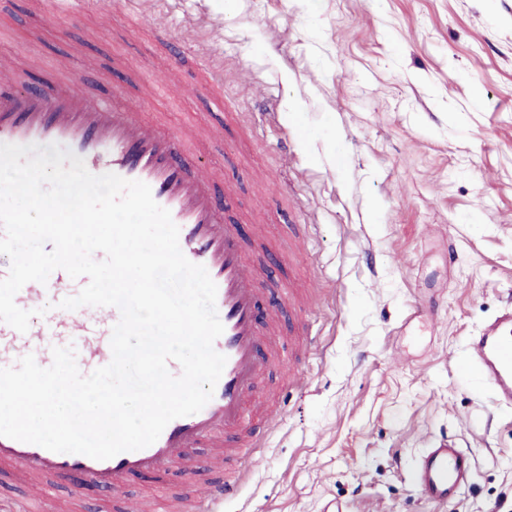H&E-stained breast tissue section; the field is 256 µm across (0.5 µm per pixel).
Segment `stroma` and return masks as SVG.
I'll return each instance as SVG.
<instances>
[{
	"mask_svg": "<svg viewBox=\"0 0 512 512\" xmlns=\"http://www.w3.org/2000/svg\"><path fill=\"white\" fill-rule=\"evenodd\" d=\"M32 2L0 0V59L26 63L0 67V90L128 94L170 84L167 55L223 58V107L188 75L139 117L213 129L190 172L223 171L225 221L296 249L310 273L263 264L322 294L305 382L261 381L279 392L253 415L269 439L217 512H512V408L466 368L471 336L512 304V0H90L72 17ZM448 436L475 469L437 504L411 467ZM165 486L205 491L136 476L134 512H165Z\"/></svg>",
	"mask_w": 512,
	"mask_h": 512,
	"instance_id": "1",
	"label": "stroma"
}]
</instances>
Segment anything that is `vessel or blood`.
<instances>
[{
  "label": "vessel or blood",
  "mask_w": 512,
  "mask_h": 512,
  "mask_svg": "<svg viewBox=\"0 0 512 512\" xmlns=\"http://www.w3.org/2000/svg\"><path fill=\"white\" fill-rule=\"evenodd\" d=\"M137 105H122L108 96L89 98L77 85L50 86L39 91H0V143L57 144L81 157L92 174L107 171L149 185L154 200L167 209L179 228V245L188 260L203 265L217 286L216 309L224 331L214 343L227 358L213 396L198 413L172 420L150 446L108 460L57 453L41 446L0 436V474L30 487L19 512H71L68 502L49 503L58 481L78 478L112 492L122 512L123 489L130 477L182 467L193 475L191 449H222L224 461L249 459L260 437L251 425L247 403L271 368L300 363L305 344L298 329L284 326L265 269L250 266L248 249L263 253L275 247L260 235L244 242L241 228L225 223L216 209L212 188L223 172L201 181L191 175L183 155L205 137V130L187 124L165 135L155 124L141 121ZM87 277L71 278L64 270L46 283L25 284L16 305L33 311L27 332L0 321V368L33 355L41 367L53 362L52 350L70 347L82 375L107 365L110 339L120 312L113 306L61 308L75 296ZM468 366L490 387L496 400L512 405V307L485 324L470 343ZM474 461L456 439L443 438L425 449L412 469V483L430 501L455 499L470 484ZM236 482L212 478L202 499L174 497L171 512H213L214 505L234 498Z\"/></svg>",
  "instance_id": "obj_1"
}]
</instances>
